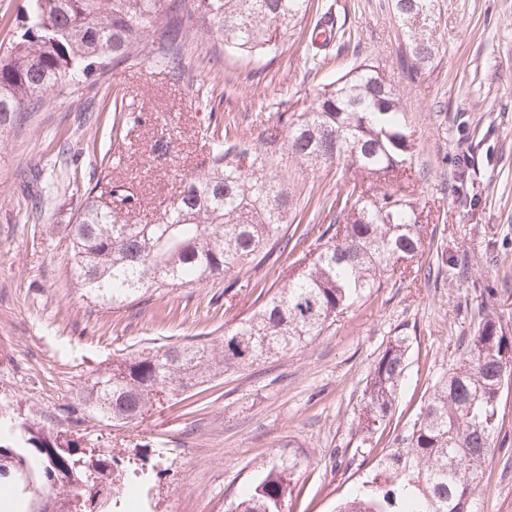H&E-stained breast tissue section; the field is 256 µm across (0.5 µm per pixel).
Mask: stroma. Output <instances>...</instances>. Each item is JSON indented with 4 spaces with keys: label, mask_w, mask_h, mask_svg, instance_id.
<instances>
[{
    "label": "stroma",
    "mask_w": 512,
    "mask_h": 512,
    "mask_svg": "<svg viewBox=\"0 0 512 512\" xmlns=\"http://www.w3.org/2000/svg\"><path fill=\"white\" fill-rule=\"evenodd\" d=\"M345 30L320 69L305 63V33L326 11ZM439 53L416 82L401 71L402 36L387 0H312L292 38L270 62L226 52L219 40L190 36L182 79L151 60L91 71L56 89L0 135V419L25 410L31 421L66 430L59 416L95 366L140 344L220 342L226 326L253 308L261 289L282 281L291 256L231 271L224 281L154 295L121 310L94 306L67 273L69 227L78 199L72 173L95 184L112 134V102L150 117L110 175L133 188L147 218L159 216L184 175L199 172L203 113L264 137L280 112H300L347 65L367 62L399 88L415 146L414 198L432 217L407 277L375 290L304 349L216 380L189 412L173 400L119 430L84 426L90 443L132 450L163 442L168 471L153 490V512H224L258 476L259 463L299 462L288 512H337L375 474L394 431L415 418L428 387L462 357L463 340L485 315L512 329V0H438ZM278 169L294 188L290 220L315 224L316 199L335 198L349 173L315 170L291 154ZM444 256L437 280L427 264ZM497 295L485 298L484 289ZM398 336L410 344L392 431L362 444L354 419L375 360ZM503 431L485 467L475 512H512V394Z\"/></svg>",
    "instance_id": "obj_1"
}]
</instances>
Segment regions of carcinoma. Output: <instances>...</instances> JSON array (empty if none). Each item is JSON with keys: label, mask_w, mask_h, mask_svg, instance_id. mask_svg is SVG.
I'll return each mask as SVG.
<instances>
[{"label": "carcinoma", "mask_w": 512, "mask_h": 512, "mask_svg": "<svg viewBox=\"0 0 512 512\" xmlns=\"http://www.w3.org/2000/svg\"><path fill=\"white\" fill-rule=\"evenodd\" d=\"M437 0H390L400 15L403 73L414 80L433 64L431 24ZM309 0H26L20 30L0 44V133L36 108L48 91L89 70L106 72L152 56L176 80L184 73L186 39L204 34L224 49L262 59L292 35ZM332 11L305 45L317 67L338 36ZM112 160L126 152L120 128L143 125V113L114 103ZM403 99L378 67L361 62L324 84L302 112H282L280 130L252 143L231 125L204 116L210 141L203 172L181 179L160 216L139 218L140 198L120 180L80 193L70 228L72 282L90 302L112 309L166 289L224 276L247 265L277 262L286 248L314 242L284 285L217 344H148L108 369L93 371L77 400L60 409L70 435L19 418L0 426V491L9 512H141L166 470L134 449L135 468L108 448L82 445L77 428L93 420L114 428L143 421L153 410L201 393L239 369L305 348L361 298L404 278L421 251L425 225L410 192L417 181L414 144ZM316 169L344 164L353 177L322 203L326 224L288 234L293 194L277 172L282 151ZM409 345L397 337L374 362L356 419L362 442L395 412ZM512 383V336L486 317L465 343L464 357L428 389L396 448L338 512H473L488 451L503 430L501 405ZM298 463L268 466L251 491L225 512H285Z\"/></svg>", "instance_id": "carcinoma-1"}]
</instances>
